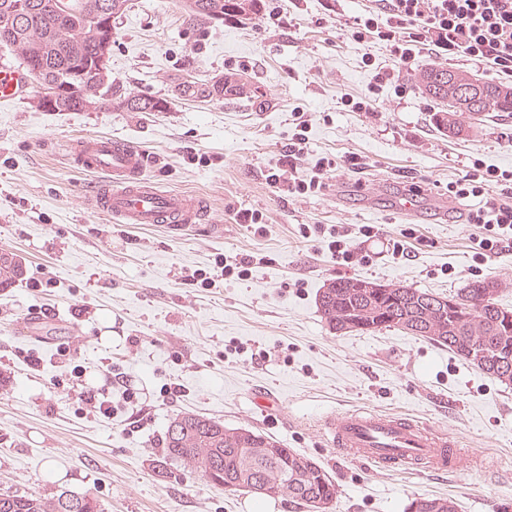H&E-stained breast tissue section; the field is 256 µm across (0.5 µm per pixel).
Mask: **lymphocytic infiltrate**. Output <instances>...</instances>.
I'll return each instance as SVG.
<instances>
[{"instance_id": "f902f5d3", "label": "lymphocytic infiltrate", "mask_w": 512, "mask_h": 512, "mask_svg": "<svg viewBox=\"0 0 512 512\" xmlns=\"http://www.w3.org/2000/svg\"><path fill=\"white\" fill-rule=\"evenodd\" d=\"M348 32L354 41L380 44L408 69L417 66L425 55L448 61L463 56L476 66L512 77V0H367L362 12L350 20ZM295 121L296 131L271 170L269 181L289 197L305 198L321 191L336 162L320 158L310 178H298L308 120L299 111ZM448 192L459 199L484 200L467 216L468 224L480 231L475 262H482L502 244L512 245V170L474 159L468 178L449 183ZM300 232L306 238L317 237L333 259L347 264L358 256L351 237L371 240L379 234L369 224L354 230L341 225L327 228L305 224Z\"/></svg>"}]
</instances>
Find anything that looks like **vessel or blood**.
I'll return each instance as SVG.
<instances>
[{"mask_svg":"<svg viewBox=\"0 0 512 512\" xmlns=\"http://www.w3.org/2000/svg\"><path fill=\"white\" fill-rule=\"evenodd\" d=\"M32 85L24 70L0 68V104L23 95ZM73 165L109 176L108 185L91 186L87 202L116 224H164L184 231L202 221L209 209L203 198L159 190L147 178L148 154L125 141L89 135L71 141ZM337 452L379 467H413L442 474L461 462L458 443L446 430L419 425L397 413L352 410L327 426Z\"/></svg>","mask_w":512,"mask_h":512,"instance_id":"1","label":"vessel or blood"}]
</instances>
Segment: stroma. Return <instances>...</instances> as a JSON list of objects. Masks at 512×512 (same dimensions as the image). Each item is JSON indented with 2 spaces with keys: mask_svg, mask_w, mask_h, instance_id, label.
Wrapping results in <instances>:
<instances>
[{
  "mask_svg": "<svg viewBox=\"0 0 512 512\" xmlns=\"http://www.w3.org/2000/svg\"><path fill=\"white\" fill-rule=\"evenodd\" d=\"M278 3L276 20L202 24L181 0H130L112 26V77L124 91L168 100V111L45 112L32 89L0 105V249L25 265L19 283L0 288V491L88 493L104 512H304L285 497L213 487L187 468L158 469L169 420L195 412L313 458L338 485L335 512H404L418 495L454 499L458 512H512V385L394 328L330 333L316 306L329 281L349 277L440 294L493 277L500 303L512 306V247L480 266L473 259L465 218L478 199L452 202L448 218L437 213L474 159L512 168V114L453 139L435 128L416 87L400 97L385 90L382 118L347 111L342 97L373 76L365 54L394 65L383 47L348 37L345 21L363 0ZM228 72L255 77L265 105L202 95ZM297 108L310 117V160L339 165L319 193L292 199L266 175ZM96 134L148 150L149 178L205 198L208 221L174 233L90 209L87 186L107 177L73 167L66 144ZM352 152L368 158L363 172L342 166ZM409 193L413 216L399 210ZM244 208L266 215L263 232L236 223ZM304 224H371L381 237L341 265L301 237ZM404 225L416 237L397 259L386 240ZM246 255L247 279L215 267L217 257ZM198 269L212 287L194 284ZM33 354L43 370L28 366ZM122 376L137 391L129 403ZM109 377L116 409L106 417L84 398ZM172 385L179 396L165 395ZM259 391L276 397L273 408L253 403ZM353 409L445 429L493 470L468 463L436 476L337 456L325 425ZM56 467L66 480L53 479Z\"/></svg>",
  "mask_w": 512,
  "mask_h": 512,
  "instance_id": "35a3bbf8",
  "label": "stroma"
}]
</instances>
